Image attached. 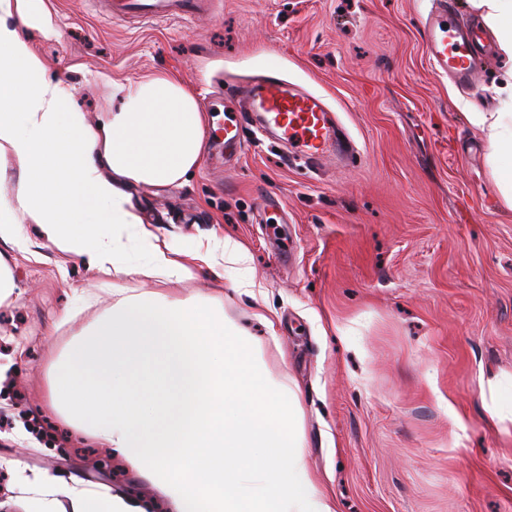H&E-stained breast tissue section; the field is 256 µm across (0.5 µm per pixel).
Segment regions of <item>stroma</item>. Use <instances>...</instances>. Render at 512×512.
Here are the masks:
<instances>
[{"instance_id":"1","label":"stroma","mask_w":512,"mask_h":512,"mask_svg":"<svg viewBox=\"0 0 512 512\" xmlns=\"http://www.w3.org/2000/svg\"><path fill=\"white\" fill-rule=\"evenodd\" d=\"M438 0H215L213 13L115 21L100 0H45L57 37L30 31L90 123L112 83L167 71L193 87L209 130L224 102L207 92L277 71L329 100L353 151L312 162L242 116L243 150L207 139L184 187L133 189L159 237L248 252L261 292L237 297L207 269L122 287L173 298L219 296L249 327L271 374L298 387L306 464L337 512H512V422L490 412V383L512 388V210L490 188L482 131L465 106L493 111L505 69L489 49L479 79L437 75L423 15ZM17 288L0 305V512H22L25 475L48 472L135 495L168 512L157 482L102 448L67 444L44 407L49 384L111 297L35 225L0 242ZM271 312L274 332L254 313Z\"/></svg>"}]
</instances>
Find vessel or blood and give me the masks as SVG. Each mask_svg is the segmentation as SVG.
Instances as JSON below:
<instances>
[{"instance_id":"obj_1","label":"vessel or blood","mask_w":512,"mask_h":512,"mask_svg":"<svg viewBox=\"0 0 512 512\" xmlns=\"http://www.w3.org/2000/svg\"><path fill=\"white\" fill-rule=\"evenodd\" d=\"M202 0H116L115 15L136 13L147 19L165 18L200 8ZM426 54L433 69L453 78L463 88L479 74L473 48L481 34L455 27L446 8L430 11L423 21ZM229 117L224 124V144L240 142V112H257L263 128H270L293 142L300 157L318 159L343 154L351 145L335 124L322 96L313 94L278 74L254 77L235 98L224 105Z\"/></svg>"}]
</instances>
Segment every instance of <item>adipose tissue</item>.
<instances>
[{"mask_svg":"<svg viewBox=\"0 0 512 512\" xmlns=\"http://www.w3.org/2000/svg\"><path fill=\"white\" fill-rule=\"evenodd\" d=\"M468 3L512 60V0ZM32 24L55 33L43 0H0V160L22 175L15 203L0 205V241L35 224L108 277L173 283L199 264L231 276L232 288L251 287L235 277L247 260L239 245L210 241L184 255L132 202L131 188L182 186L198 169L205 116L195 90L161 71L113 83L122 107L91 126L25 37ZM496 93L497 111L469 119L484 134L499 202L512 210V70ZM130 228L149 249L144 264L122 260ZM111 295L109 314L89 323L49 386L50 407L72 434L158 482L173 512H335L307 471L298 392L272 377L221 299L116 287ZM267 458L279 467L264 466ZM28 486L29 512H55L63 498L73 512H147L126 494L47 472Z\"/></svg>","mask_w":512,"mask_h":512,"instance_id":"ef3b65f1","label":"adipose tissue"}]
</instances>
